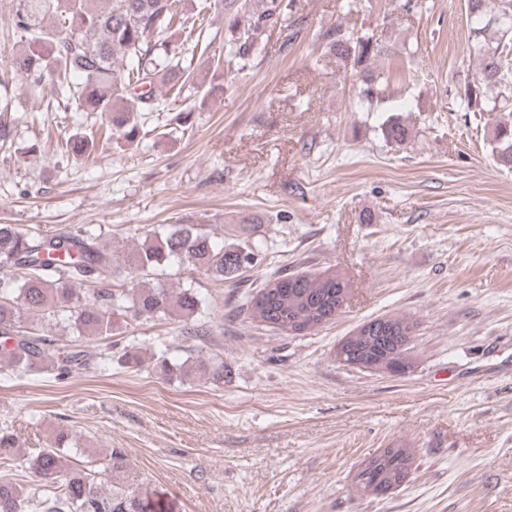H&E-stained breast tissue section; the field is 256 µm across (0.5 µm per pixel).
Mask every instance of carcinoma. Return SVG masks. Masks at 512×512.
<instances>
[{"mask_svg": "<svg viewBox=\"0 0 512 512\" xmlns=\"http://www.w3.org/2000/svg\"><path fill=\"white\" fill-rule=\"evenodd\" d=\"M497 0H466L469 37L480 59L478 73L464 79L457 98L463 112H505L490 139L499 164L512 168V11L499 15ZM224 14V58L215 69L240 73L261 62L275 30H289L299 0H218ZM205 16L187 13L180 0H15L12 34L21 47L9 56L12 73L38 89L50 82L57 101L79 111L98 112L102 135L117 147L147 139L148 115L168 111L191 78L184 55L203 44ZM325 53L352 68L369 69L382 53L373 37L333 25L319 33ZM402 145L409 128L398 120L385 129ZM61 146L77 160H89L96 136L75 134ZM247 244L219 246L195 224H163L135 247L119 253L99 242L92 230L77 234L32 233L17 224H0V349L21 374L51 371L70 376L90 367L91 341L112 337L116 317L144 323L165 316L181 319L187 334L206 342L212 328L198 318L202 298L192 288L174 289L155 277L166 263L188 264L217 281L234 279L254 267ZM345 281L336 274L290 273L264 281L245 301L260 325L288 332L343 308ZM54 316L72 330L70 349L40 333L42 319ZM392 332L372 334L375 362L396 363V344L415 335L407 315L379 318ZM166 374L193 371L224 381V363L195 360L164 367ZM17 439L0 428V466L14 462ZM61 432L47 448H37L29 468L39 478L21 485L0 478V512H165L157 494L131 479L108 489L90 462L68 452ZM414 457L409 448H385L365 460L354 475L357 489L408 480Z\"/></svg>", "mask_w": 512, "mask_h": 512, "instance_id": "obj_1", "label": "carcinoma"}]
</instances>
